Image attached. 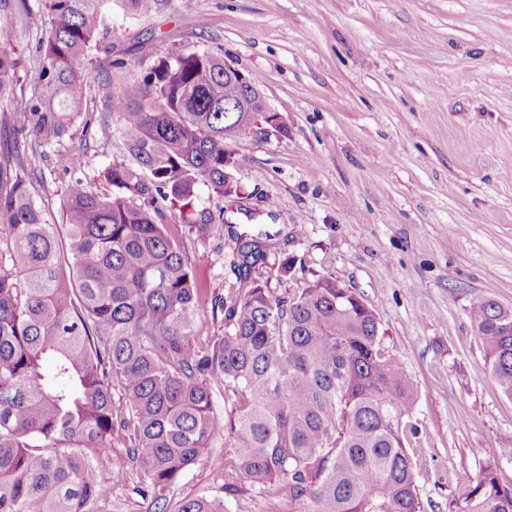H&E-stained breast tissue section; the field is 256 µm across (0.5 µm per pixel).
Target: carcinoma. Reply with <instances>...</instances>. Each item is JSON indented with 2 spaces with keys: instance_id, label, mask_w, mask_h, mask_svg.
<instances>
[{
  "instance_id": "cac0c4a2",
  "label": "carcinoma",
  "mask_w": 512,
  "mask_h": 512,
  "mask_svg": "<svg viewBox=\"0 0 512 512\" xmlns=\"http://www.w3.org/2000/svg\"><path fill=\"white\" fill-rule=\"evenodd\" d=\"M0 0V114L23 132L38 115L44 141L83 111L81 61L99 42L103 0H46L50 26L37 100L17 97L22 61L7 46L16 13ZM101 85L131 161L106 170L100 192L81 178L65 193L67 243L33 198L28 153L0 160V512H100L97 461L122 476L138 461L140 495L176 483L216 439L224 494H287L294 512H423L404 422L416 385L381 346L376 311L332 276L276 297L252 277L272 236L239 234L224 209L197 210L200 239L228 229L237 287L211 302L224 332L201 338L207 297L180 247L175 209L202 189L233 202L232 144L244 134L224 104L241 95L208 51L168 52L140 79ZM469 318L503 393L512 397V307L473 299ZM224 398V417L214 397ZM124 432L126 455H112ZM176 512H224L197 497ZM455 512H512V488L486 463Z\"/></svg>"
}]
</instances>
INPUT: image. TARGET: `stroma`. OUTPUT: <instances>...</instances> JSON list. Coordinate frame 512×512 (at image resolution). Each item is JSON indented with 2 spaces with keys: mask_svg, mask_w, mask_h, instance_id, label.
Returning <instances> with one entry per match:
<instances>
[{
  "mask_svg": "<svg viewBox=\"0 0 512 512\" xmlns=\"http://www.w3.org/2000/svg\"><path fill=\"white\" fill-rule=\"evenodd\" d=\"M8 46L23 60L16 95L38 91L37 50L49 24L24 0ZM110 49L85 59L84 112L42 144L36 117L31 190L55 223L78 176L106 186L127 159L115 114L99 96L104 52L130 79L178 50L209 51L259 80L285 134L241 136L234 175L247 198L238 231L266 225L277 240L253 271L284 297L320 276L353 288L380 319L383 345L414 379L410 442L423 512H455L490 460L512 486V398L495 382L468 316L473 298L512 306V0H106ZM225 235L183 239L198 287L223 297L236 283ZM295 256L303 271L282 280ZM209 448L172 487L140 496L144 470L116 481L100 458L101 512H175L179 500H223L224 512H290L251 489L224 495V459Z\"/></svg>",
  "mask_w": 512,
  "mask_h": 512,
  "instance_id": "obj_1",
  "label": "stroma"
}]
</instances>
